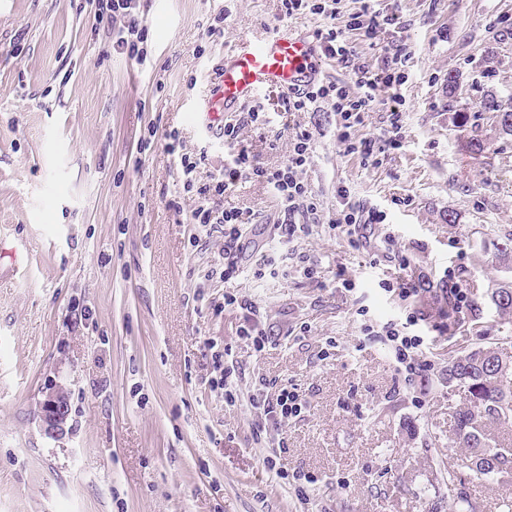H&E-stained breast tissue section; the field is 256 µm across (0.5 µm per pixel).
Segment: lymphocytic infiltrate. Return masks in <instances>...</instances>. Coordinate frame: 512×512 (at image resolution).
<instances>
[{
  "instance_id": "f902f5d3",
  "label": "lymphocytic infiltrate",
  "mask_w": 512,
  "mask_h": 512,
  "mask_svg": "<svg viewBox=\"0 0 512 512\" xmlns=\"http://www.w3.org/2000/svg\"><path fill=\"white\" fill-rule=\"evenodd\" d=\"M358 11L342 15L341 0H282L287 17L308 12L323 16V26L314 37L326 59L350 69L353 86L338 81L319 79L308 88L288 96L284 109L288 112H306L319 102L330 104L336 114V139L349 153L357 155L363 166L376 165L378 156L388 149L402 146V129L406 101L400 88L407 81L406 64L409 53L402 37L404 25L396 11L380 7L379 0H360ZM97 14L110 25L112 50L138 61L148 56V26L141 16L139 0H96ZM390 31L391 42L384 47L379 63H372L359 55L356 45L375 40L382 31ZM381 111L384 123L378 134L357 137L368 112ZM316 132L301 129L291 138L287 159L279 166L264 168L255 164L250 151L242 149L225 156L224 164L209 184L196 186L194 172L197 164L190 155L180 157V172L184 189L196 190L200 205L190 221L199 226L220 224L224 227V267L221 279L231 281L241 272L238 257L244 248L245 219L242 212L227 210L221 204L225 192L241 180L253 179L269 188L278 202L283 219L278 236L286 243L305 236L310 231L309 219L316 215L318 202L315 194L300 177L314 147ZM365 339L386 337L398 370L413 376L425 366L419 358L423 337L405 334L403 325L387 321L362 327ZM259 418L258 431L268 424L300 414L302 403L298 392L281 389L276 398H269L264 389H256L249 398Z\"/></svg>"
}]
</instances>
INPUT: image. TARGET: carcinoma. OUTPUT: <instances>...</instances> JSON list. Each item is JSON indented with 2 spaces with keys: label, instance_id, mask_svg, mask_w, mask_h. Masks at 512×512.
Instances as JSON below:
<instances>
[{
  "label": "carcinoma",
  "instance_id": "carcinoma-1",
  "mask_svg": "<svg viewBox=\"0 0 512 512\" xmlns=\"http://www.w3.org/2000/svg\"><path fill=\"white\" fill-rule=\"evenodd\" d=\"M496 113L501 131L512 135V103L493 95L476 106V117ZM497 309L512 314V284L491 293ZM444 383L463 394L454 413L455 444L467 449L468 467L477 477L491 478L512 470V448H493L490 428L512 425V358L493 348L478 347L448 361Z\"/></svg>",
  "mask_w": 512,
  "mask_h": 512
}]
</instances>
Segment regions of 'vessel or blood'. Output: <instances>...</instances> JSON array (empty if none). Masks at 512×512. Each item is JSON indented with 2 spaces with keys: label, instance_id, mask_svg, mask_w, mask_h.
<instances>
[{
  "label": "vessel or blood",
  "instance_id": "vessel-or-blood-1",
  "mask_svg": "<svg viewBox=\"0 0 512 512\" xmlns=\"http://www.w3.org/2000/svg\"><path fill=\"white\" fill-rule=\"evenodd\" d=\"M323 73L317 44L311 36L280 30L260 38H245L225 54L221 73L203 107L208 128L224 125L235 112L261 92H294Z\"/></svg>",
  "mask_w": 512,
  "mask_h": 512
}]
</instances>
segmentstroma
Segmentation results:
<instances>
[{
    "label": "stroma",
    "mask_w": 512,
    "mask_h": 512,
    "mask_svg": "<svg viewBox=\"0 0 512 512\" xmlns=\"http://www.w3.org/2000/svg\"><path fill=\"white\" fill-rule=\"evenodd\" d=\"M384 4L411 50L403 149L363 167L337 142L329 105L289 114L281 91L263 92L270 122L244 128L240 144L271 167L296 127L318 129L302 174L317 221L291 247L264 184L227 191L225 208L266 227L227 283L222 230L193 238L198 196L167 135L179 133L207 183L229 148L194 109L225 53L277 29L313 34L322 17L285 18L281 0H141L143 65L113 53L93 0H0V512H459L461 490L479 512H503L512 473L481 480L461 466L448 477L460 397L441 376L478 346L512 355V316L489 298L512 281L500 256L512 238V136L487 115L460 120L487 95L512 99V0ZM219 14L224 35L212 40ZM341 186L385 216L357 249L330 225ZM292 248L318 277L298 271ZM273 252L287 274L255 277ZM404 276L426 292H391ZM452 276L470 307L443 318ZM228 292L259 307L265 351L239 337L237 310L217 311ZM415 310L430 366L409 380L388 345L361 342V324ZM226 348L241 377L232 406L213 387L212 354ZM262 380L272 397L297 387L305 407L258 442L248 398ZM55 385L70 414L52 437L40 403ZM269 457L287 479L272 477ZM299 472L326 480L302 493Z\"/></svg>",
    "instance_id": "stroma-1"
}]
</instances>
